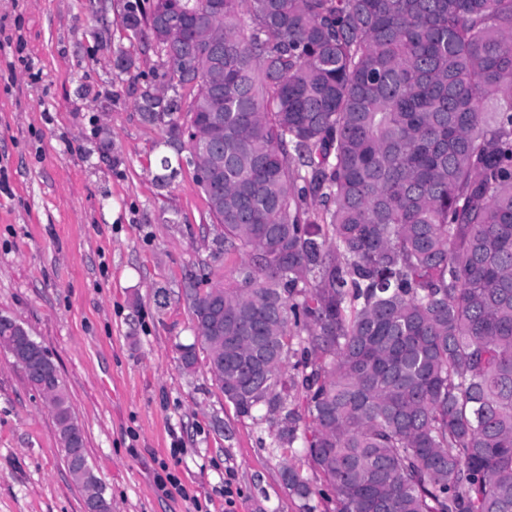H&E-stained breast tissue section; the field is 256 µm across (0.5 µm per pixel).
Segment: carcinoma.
Instances as JSON below:
<instances>
[{"label":"carcinoma","instance_id":"obj_1","mask_svg":"<svg viewBox=\"0 0 512 512\" xmlns=\"http://www.w3.org/2000/svg\"><path fill=\"white\" fill-rule=\"evenodd\" d=\"M209 6L140 0L124 21L163 57V92L136 99L146 124L167 116L170 139L223 113V166L199 187L217 251L240 262L184 289L194 321L224 302L226 338L195 329L181 368L224 347V398L279 419L274 443L302 439L326 483L286 468L300 500L512 512V0ZM33 351L84 508L109 512L51 357L13 349Z\"/></svg>","mask_w":512,"mask_h":512}]
</instances>
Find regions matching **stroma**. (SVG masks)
Segmentation results:
<instances>
[{
  "mask_svg": "<svg viewBox=\"0 0 512 512\" xmlns=\"http://www.w3.org/2000/svg\"><path fill=\"white\" fill-rule=\"evenodd\" d=\"M128 3L0 0V315L56 363L112 512H302L284 468L322 479L274 446L278 423L179 365L196 340L183 292L220 229L191 167L155 180L163 133L135 99L158 56L129 38ZM173 458L188 497L159 486ZM0 512H84L48 409L1 349Z\"/></svg>",
  "mask_w": 512,
  "mask_h": 512,
  "instance_id": "stroma-1",
  "label": "stroma"
}]
</instances>
